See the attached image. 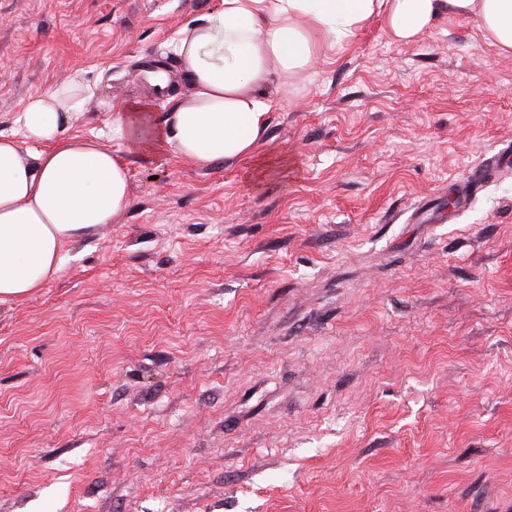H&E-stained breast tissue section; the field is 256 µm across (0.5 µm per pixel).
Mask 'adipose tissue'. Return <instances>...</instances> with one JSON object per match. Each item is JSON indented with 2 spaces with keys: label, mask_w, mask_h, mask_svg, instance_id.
<instances>
[{
  "label": "adipose tissue",
  "mask_w": 512,
  "mask_h": 512,
  "mask_svg": "<svg viewBox=\"0 0 512 512\" xmlns=\"http://www.w3.org/2000/svg\"><path fill=\"white\" fill-rule=\"evenodd\" d=\"M375 17L405 44L443 19H474L512 55V0H220L176 45L186 88L166 116L146 100L111 102L112 134L199 166L258 157L278 102L271 85L287 89L325 41ZM91 95L77 79L32 95L14 116L16 134L0 135V302L58 275L67 244L129 204L124 158L69 132Z\"/></svg>",
  "instance_id": "obj_1"
}]
</instances>
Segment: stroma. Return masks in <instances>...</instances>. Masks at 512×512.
Instances as JSON below:
<instances>
[{
  "instance_id": "obj_1",
  "label": "stroma",
  "mask_w": 512,
  "mask_h": 512,
  "mask_svg": "<svg viewBox=\"0 0 512 512\" xmlns=\"http://www.w3.org/2000/svg\"><path fill=\"white\" fill-rule=\"evenodd\" d=\"M217 0H0V131L78 78L128 207L0 303V512H512V56L472 19L333 40L264 169L128 152L103 100L184 84Z\"/></svg>"
}]
</instances>
